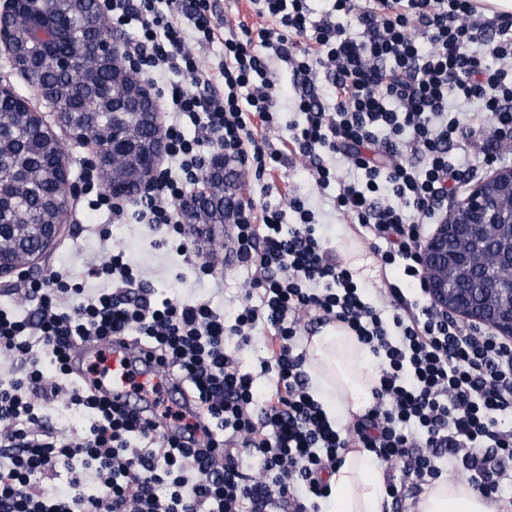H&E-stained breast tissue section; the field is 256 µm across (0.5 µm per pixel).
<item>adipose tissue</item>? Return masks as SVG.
Wrapping results in <instances>:
<instances>
[{
	"mask_svg": "<svg viewBox=\"0 0 512 512\" xmlns=\"http://www.w3.org/2000/svg\"><path fill=\"white\" fill-rule=\"evenodd\" d=\"M306 370L319 391L331 395L342 417H360L373 401L379 372L367 348L344 323L322 326L305 341ZM336 512H384V474L366 450L345 454L327 478ZM418 512H496L467 481L440 478L422 495Z\"/></svg>",
	"mask_w": 512,
	"mask_h": 512,
	"instance_id": "obj_1",
	"label": "adipose tissue"
}]
</instances>
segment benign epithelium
<instances>
[{"label": "benign epithelium", "instance_id": "1", "mask_svg": "<svg viewBox=\"0 0 512 512\" xmlns=\"http://www.w3.org/2000/svg\"><path fill=\"white\" fill-rule=\"evenodd\" d=\"M26 21L30 38H47L42 28V0H28ZM15 0L0 6V48L17 63L15 31L19 20ZM89 61L112 66V77L129 90L123 101L136 108L139 122L149 131L147 142L140 144L125 134V113H112L110 146H95L91 168L101 180H107L110 155L122 152L138 160V176L133 180L112 177L109 194L118 207L142 195L160 171L167 152V134L159 120L157 97L149 81L122 62L117 40L107 36L93 40ZM45 100L57 104V122L66 128L79 145L88 146L93 136L75 121L48 86L40 88ZM60 192L55 199V214L37 224H1L0 239L12 231L10 248L0 251V284L41 268L46 256L64 233L71 200L78 193V183L70 178L62 152H57L54 166ZM205 180L186 193L180 203L183 223L194 235L211 240L224 234V225L234 223L237 203L243 189L237 169L224 159V151H212L204 162ZM421 267L432 307L471 325H483L494 335L512 338V166L491 168L485 178L473 184L449 208L442 223L424 240Z\"/></svg>", "mask_w": 512, "mask_h": 512}]
</instances>
